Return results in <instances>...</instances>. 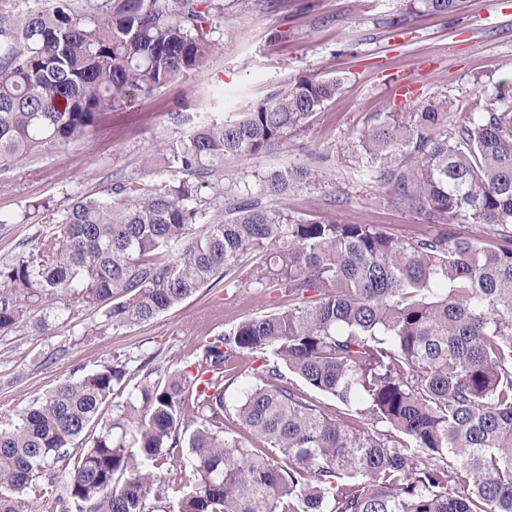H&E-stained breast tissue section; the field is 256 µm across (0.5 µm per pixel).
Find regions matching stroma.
I'll return each instance as SVG.
<instances>
[{"label": "stroma", "instance_id": "obj_1", "mask_svg": "<svg viewBox=\"0 0 512 512\" xmlns=\"http://www.w3.org/2000/svg\"><path fill=\"white\" fill-rule=\"evenodd\" d=\"M216 2L218 48L204 64L109 112L81 140L0 171V266L54 232L58 212L73 198L103 196L113 183L140 177L145 159L188 135L193 120L239 118L302 77L340 78L341 92L299 139L200 180L201 197L220 210L228 180L307 162L321 182L291 192L289 210L409 236L420 220L388 205L383 188L357 175L351 143L368 115L415 112L448 98L512 97V0H463L449 16L407 11L405 0ZM173 112L189 122L172 123ZM337 194L343 204L329 205ZM282 300L278 290L219 284L151 322L118 329L105 326L97 310L55 297L29 305L0 330V426L61 382L104 364L123 365L134 382L149 365L180 370L206 341ZM43 318L49 328L40 333L35 324Z\"/></svg>", "mask_w": 512, "mask_h": 512}]
</instances>
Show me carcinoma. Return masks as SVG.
<instances>
[{
    "mask_svg": "<svg viewBox=\"0 0 512 512\" xmlns=\"http://www.w3.org/2000/svg\"><path fill=\"white\" fill-rule=\"evenodd\" d=\"M451 15L461 0H408ZM211 0H52L0 9V170L81 139L117 104L204 64ZM341 88L302 78L233 121H206L167 145L151 182L77 198L56 231L0 268L13 297L0 330L53 296L113 328L149 323L219 282L285 288L288 304L205 344L195 365L149 369L103 416L125 371L105 364L57 385L0 429V512H512V107L475 99L375 112L355 154L364 179L431 231L297 216L262 198L316 188L310 165L232 183L210 212L190 178L302 135ZM491 229L462 238L457 227ZM179 244L172 260L162 254ZM266 355L225 427V375ZM333 397L330 414L288 381ZM366 419L372 427L360 425ZM190 448L193 479L161 482ZM135 448L137 453L127 452ZM60 470H55L57 463Z\"/></svg>",
    "mask_w": 512,
    "mask_h": 512,
    "instance_id": "obj_1",
    "label": "carcinoma"
}]
</instances>
